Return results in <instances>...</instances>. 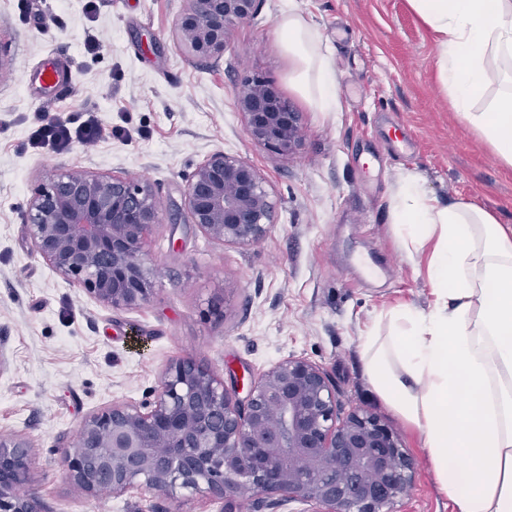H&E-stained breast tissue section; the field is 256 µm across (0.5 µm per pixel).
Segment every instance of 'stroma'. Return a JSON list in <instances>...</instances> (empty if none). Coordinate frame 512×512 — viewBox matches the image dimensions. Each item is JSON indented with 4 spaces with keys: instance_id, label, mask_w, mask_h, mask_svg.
<instances>
[{
    "instance_id": "stroma-1",
    "label": "stroma",
    "mask_w": 512,
    "mask_h": 512,
    "mask_svg": "<svg viewBox=\"0 0 512 512\" xmlns=\"http://www.w3.org/2000/svg\"><path fill=\"white\" fill-rule=\"evenodd\" d=\"M0 0V40L14 66L0 75V435L31 445L29 491L46 512H220L185 489L138 487L90 497L72 486L63 450L89 415L137 403L176 358L194 356L226 388L249 385L276 361L308 359L329 375L336 417L364 409L416 461L396 512H452L420 436L371 392L360 342L374 316L434 297L401 246L389 214L397 178L419 172L440 202L465 200L512 224V169L453 110L437 71L435 36L408 0H263L237 24L219 63L188 57L173 39L182 0ZM321 34L339 107L323 112L288 84L276 20L288 4ZM98 40L99 54L86 53ZM72 81L41 88L31 73L47 55ZM266 79L304 119L290 154L253 141L238 107L240 82ZM96 114L114 134L58 153L34 147L40 121ZM250 162L276 203V222L245 246L207 239L190 222L187 178L209 154ZM82 167L146 179L161 222L146 244L154 293L113 310L36 255L23 220L33 186ZM390 265L363 277L360 262ZM221 302L223 319L209 313Z\"/></svg>"
}]
</instances>
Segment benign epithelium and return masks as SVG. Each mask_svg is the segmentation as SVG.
Segmentation results:
<instances>
[{"label": "benign epithelium", "mask_w": 512, "mask_h": 512, "mask_svg": "<svg viewBox=\"0 0 512 512\" xmlns=\"http://www.w3.org/2000/svg\"><path fill=\"white\" fill-rule=\"evenodd\" d=\"M261 3L184 0L174 38L190 57L217 62L233 27ZM238 104L255 142L282 155L300 145L302 113L266 80L243 79ZM184 200L192 224L224 244L254 243L276 221L257 169L222 151L196 166ZM24 223L36 255L97 302L132 309L151 299L144 244L159 224V206L150 182L58 170L32 189ZM64 462L72 485L88 496L144 485L221 502L256 495L271 506L311 502L315 512H383L415 474L399 435L378 417L355 412L336 423L327 373L296 356L250 382L243 399L196 359H175L141 402L88 416ZM30 480L28 442L0 437V512H44L39 496L22 491Z\"/></svg>", "instance_id": "obj_1"}]
</instances>
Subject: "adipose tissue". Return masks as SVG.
Wrapping results in <instances>:
<instances>
[{"label":"adipose tissue","instance_id":"obj_1","mask_svg":"<svg viewBox=\"0 0 512 512\" xmlns=\"http://www.w3.org/2000/svg\"><path fill=\"white\" fill-rule=\"evenodd\" d=\"M409 2L437 36L456 114L512 167V0ZM276 30L293 86L334 111L336 74L315 26L292 5ZM391 218L407 254L428 253L435 301L375 317L360 350L367 382L419 431L453 512H512V224L464 200L440 203L409 171Z\"/></svg>","mask_w":512,"mask_h":512}]
</instances>
